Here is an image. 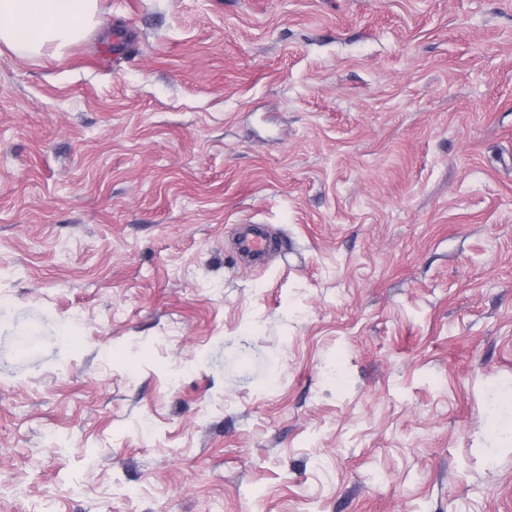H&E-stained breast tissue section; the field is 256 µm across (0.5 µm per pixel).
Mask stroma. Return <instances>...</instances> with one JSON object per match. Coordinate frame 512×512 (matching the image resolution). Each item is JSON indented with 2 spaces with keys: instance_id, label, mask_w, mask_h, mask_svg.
<instances>
[{
  "instance_id": "1",
  "label": "stroma",
  "mask_w": 512,
  "mask_h": 512,
  "mask_svg": "<svg viewBox=\"0 0 512 512\" xmlns=\"http://www.w3.org/2000/svg\"><path fill=\"white\" fill-rule=\"evenodd\" d=\"M98 21L0 46V512H512V0ZM236 249L240 256L259 261L262 256L277 251L279 239L269 230H262L258 224H240Z\"/></svg>"
}]
</instances>
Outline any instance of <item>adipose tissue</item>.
Instances as JSON below:
<instances>
[{"mask_svg": "<svg viewBox=\"0 0 512 512\" xmlns=\"http://www.w3.org/2000/svg\"><path fill=\"white\" fill-rule=\"evenodd\" d=\"M97 0H0V44L27 55L62 51L95 24Z\"/></svg>", "mask_w": 512, "mask_h": 512, "instance_id": "ef3b65f1", "label": "adipose tissue"}]
</instances>
